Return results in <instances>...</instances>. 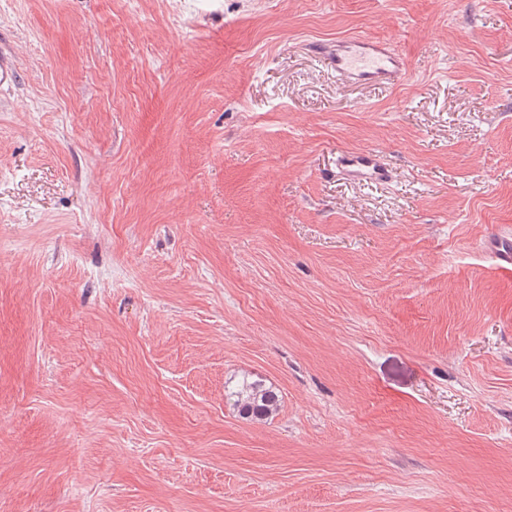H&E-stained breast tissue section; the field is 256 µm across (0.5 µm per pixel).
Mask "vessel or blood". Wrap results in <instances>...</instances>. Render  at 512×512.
Returning a JSON list of instances; mask_svg holds the SVG:
<instances>
[{"mask_svg":"<svg viewBox=\"0 0 512 512\" xmlns=\"http://www.w3.org/2000/svg\"><path fill=\"white\" fill-rule=\"evenodd\" d=\"M310 52L338 79L355 85L398 83L405 63L388 42L366 37L311 42ZM340 168L352 179L383 182L391 172L379 156L369 150H343L338 155Z\"/></svg>","mask_w":512,"mask_h":512,"instance_id":"obj_1","label":"vessel or blood"}]
</instances>
